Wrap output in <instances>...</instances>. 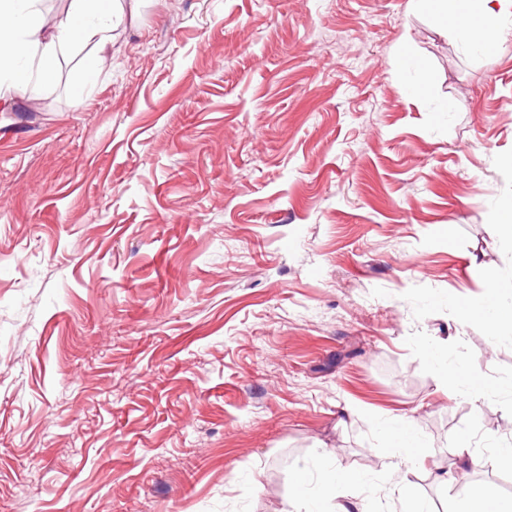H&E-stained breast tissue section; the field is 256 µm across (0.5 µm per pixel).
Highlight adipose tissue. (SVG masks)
Returning <instances> with one entry per match:
<instances>
[{
    "instance_id": "1",
    "label": "adipose tissue",
    "mask_w": 512,
    "mask_h": 512,
    "mask_svg": "<svg viewBox=\"0 0 512 512\" xmlns=\"http://www.w3.org/2000/svg\"><path fill=\"white\" fill-rule=\"evenodd\" d=\"M116 0H73L66 20L57 23L52 32L42 30L39 19L40 0H26L23 10L11 8V0H0V107L14 108L11 89L26 77L22 62L37 60L43 77H51L57 58L74 45L97 39L106 46L116 19ZM443 30L457 32L466 42L480 45L500 40V22L512 16V0H418ZM484 295L477 302H463L458 310L463 321L493 316L512 320V311L503 309L499 297L503 289L512 288V279L484 272Z\"/></svg>"
}]
</instances>
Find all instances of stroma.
Instances as JSON below:
<instances>
[{
    "label": "stroma",
    "mask_w": 512,
    "mask_h": 512,
    "mask_svg": "<svg viewBox=\"0 0 512 512\" xmlns=\"http://www.w3.org/2000/svg\"><path fill=\"white\" fill-rule=\"evenodd\" d=\"M502 26L472 52L416 0H137L18 85L0 512H282L328 464L365 512L512 500V323L455 307L512 276ZM403 415L423 464L382 445ZM458 497L463 505L461 512H510L512 510V503L508 506L500 504L477 485L461 489Z\"/></svg>",
    "instance_id": "stroma-1"
}]
</instances>
